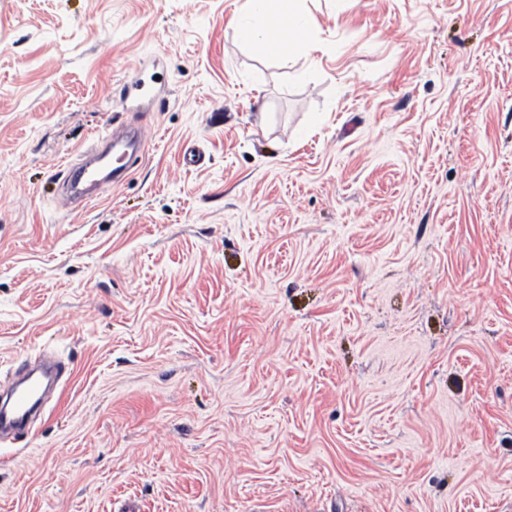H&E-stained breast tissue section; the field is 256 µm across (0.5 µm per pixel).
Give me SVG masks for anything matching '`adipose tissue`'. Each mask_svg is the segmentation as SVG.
<instances>
[{"mask_svg":"<svg viewBox=\"0 0 512 512\" xmlns=\"http://www.w3.org/2000/svg\"><path fill=\"white\" fill-rule=\"evenodd\" d=\"M299 0H245L246 35L265 50L287 57L302 44L310 21Z\"/></svg>","mask_w":512,"mask_h":512,"instance_id":"adipose-tissue-1","label":"adipose tissue"}]
</instances>
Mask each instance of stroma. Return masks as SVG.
<instances>
[{"label":"stroma","instance_id":"obj_1","mask_svg":"<svg viewBox=\"0 0 512 512\" xmlns=\"http://www.w3.org/2000/svg\"><path fill=\"white\" fill-rule=\"evenodd\" d=\"M243 2L0 0V512H512V0ZM301 0H246L241 15L259 22L243 26L246 35L265 50L289 57L303 43L310 21L298 6ZM36 396L37 394L34 389L22 390L15 397L12 415L9 416L7 413H4L3 410H0L1 437L5 426L22 425L27 421L32 409L31 403L38 399Z\"/></svg>","mask_w":512,"mask_h":512}]
</instances>
